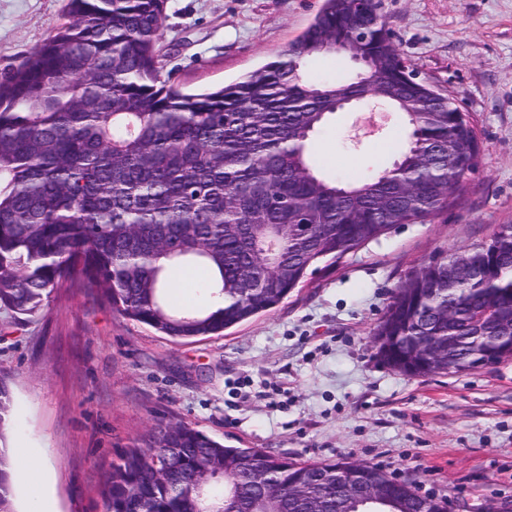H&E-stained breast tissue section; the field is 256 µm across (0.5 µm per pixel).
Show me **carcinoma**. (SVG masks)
Listing matches in <instances>:
<instances>
[{"label": "carcinoma", "instance_id": "obj_1", "mask_svg": "<svg viewBox=\"0 0 512 512\" xmlns=\"http://www.w3.org/2000/svg\"><path fill=\"white\" fill-rule=\"evenodd\" d=\"M167 0H68L56 33L0 81V307L35 315L87 283L112 311L178 340L218 336L266 311L326 261L395 224L437 216L478 160L454 98L398 53L379 0H325L277 60L209 93L162 76ZM374 64L313 81L325 45ZM404 114L410 142L393 167L338 184L316 173L309 135L345 101ZM465 260V273L448 265ZM200 268L204 305L172 295L170 269ZM379 355L410 377L462 373L512 339V233L412 271L377 328ZM439 336L452 349L432 352ZM14 477L0 448V512ZM376 484L393 512L441 500L356 461L292 462L233 448L158 419L112 462L107 512H354Z\"/></svg>", "mask_w": 512, "mask_h": 512}]
</instances>
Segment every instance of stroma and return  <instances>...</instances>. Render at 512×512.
<instances>
[{
	"label": "stroma",
	"mask_w": 512,
	"mask_h": 512,
	"mask_svg": "<svg viewBox=\"0 0 512 512\" xmlns=\"http://www.w3.org/2000/svg\"><path fill=\"white\" fill-rule=\"evenodd\" d=\"M66 4L0 0V79L53 33ZM322 4L169 0L162 75L185 93L235 82L277 60ZM381 11L418 76L476 123L480 155L456 204L318 268L223 336L173 340L79 283L33 316L0 308L6 444L46 461L53 512H106L105 473L162 418L228 447L374 465L449 512H512V360L414 378L384 363L374 342L411 271L512 224V0H381ZM364 117L353 107L311 134L318 173L347 182L393 166L410 141L406 120L389 113L359 140Z\"/></svg>",
	"instance_id": "stroma-1"
}]
</instances>
